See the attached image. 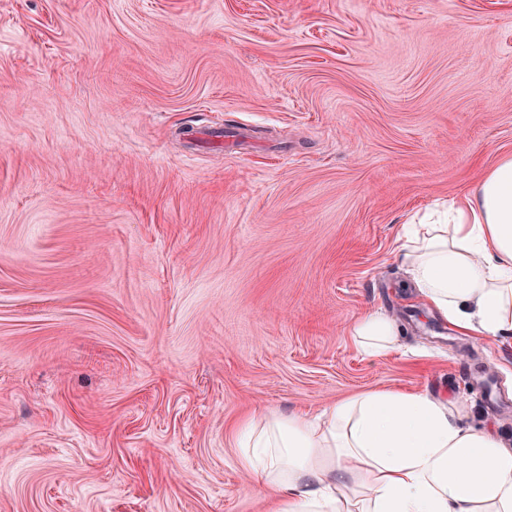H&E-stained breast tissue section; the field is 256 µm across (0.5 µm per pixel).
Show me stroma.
<instances>
[{"mask_svg": "<svg viewBox=\"0 0 512 512\" xmlns=\"http://www.w3.org/2000/svg\"><path fill=\"white\" fill-rule=\"evenodd\" d=\"M509 155L512 0H0V512H270L241 423L376 388L512 441L397 258ZM349 336L365 358L376 359L400 347L404 330L396 319L379 310L357 319Z\"/></svg>", "mask_w": 512, "mask_h": 512, "instance_id": "1", "label": "stroma"}]
</instances>
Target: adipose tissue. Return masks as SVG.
Returning a JSON list of instances; mask_svg holds the SVG:
<instances>
[{"label": "adipose tissue", "mask_w": 512, "mask_h": 512, "mask_svg": "<svg viewBox=\"0 0 512 512\" xmlns=\"http://www.w3.org/2000/svg\"><path fill=\"white\" fill-rule=\"evenodd\" d=\"M398 242L433 314L493 341L512 335V156ZM350 334L376 359L404 330L374 311ZM241 430L239 464L255 487L276 491L273 512H512V448L441 395L376 389L313 418L272 414Z\"/></svg>", "instance_id": "obj_1"}]
</instances>
